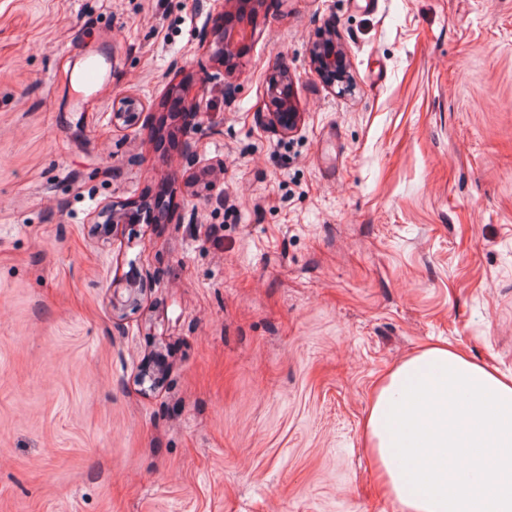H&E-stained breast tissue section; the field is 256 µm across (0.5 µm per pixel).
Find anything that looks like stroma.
Masks as SVG:
<instances>
[{
	"label": "stroma",
	"mask_w": 512,
	"mask_h": 512,
	"mask_svg": "<svg viewBox=\"0 0 512 512\" xmlns=\"http://www.w3.org/2000/svg\"><path fill=\"white\" fill-rule=\"evenodd\" d=\"M251 3L219 72L237 0H0V512H397L375 385L512 373V0ZM314 61L317 74L323 78H326L327 73L334 74L335 71L336 75H339L344 69L343 57L335 48L322 56L319 54V51L316 52L314 54ZM109 63L108 57L101 53L88 55L80 74V83L88 91H97L104 69Z\"/></svg>",
	"instance_id": "stroma-1"
}]
</instances>
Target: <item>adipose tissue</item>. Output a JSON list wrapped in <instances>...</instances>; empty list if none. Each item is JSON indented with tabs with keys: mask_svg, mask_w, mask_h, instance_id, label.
<instances>
[{
	"mask_svg": "<svg viewBox=\"0 0 512 512\" xmlns=\"http://www.w3.org/2000/svg\"><path fill=\"white\" fill-rule=\"evenodd\" d=\"M364 435L398 512H512V376L425 348L377 388Z\"/></svg>",
	"mask_w": 512,
	"mask_h": 512,
	"instance_id": "adipose-tissue-1",
	"label": "adipose tissue"
}]
</instances>
